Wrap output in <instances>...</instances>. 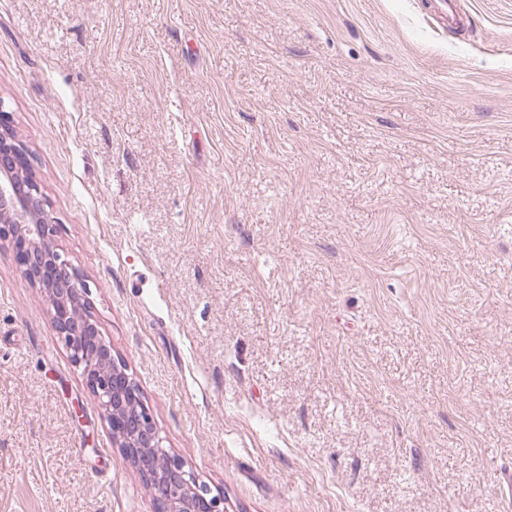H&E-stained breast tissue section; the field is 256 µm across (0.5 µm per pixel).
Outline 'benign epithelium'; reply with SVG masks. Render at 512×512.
Returning <instances> with one entry per match:
<instances>
[{
    "instance_id": "1",
    "label": "benign epithelium",
    "mask_w": 512,
    "mask_h": 512,
    "mask_svg": "<svg viewBox=\"0 0 512 512\" xmlns=\"http://www.w3.org/2000/svg\"><path fill=\"white\" fill-rule=\"evenodd\" d=\"M54 233L29 153L14 134L11 112L0 101V238L10 241L25 281L47 296L53 327L81 370L113 446L148 487L154 512H226L224 495L213 492L164 449L139 385L115 359L89 310L86 280L58 252Z\"/></svg>"
}]
</instances>
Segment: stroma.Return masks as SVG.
Here are the masks:
<instances>
[{
	"label": "stroma",
	"instance_id": "obj_1",
	"mask_svg": "<svg viewBox=\"0 0 512 512\" xmlns=\"http://www.w3.org/2000/svg\"><path fill=\"white\" fill-rule=\"evenodd\" d=\"M0 0V101L170 453L230 512H512V0ZM0 512H153L0 240Z\"/></svg>",
	"mask_w": 512,
	"mask_h": 512
}]
</instances>
